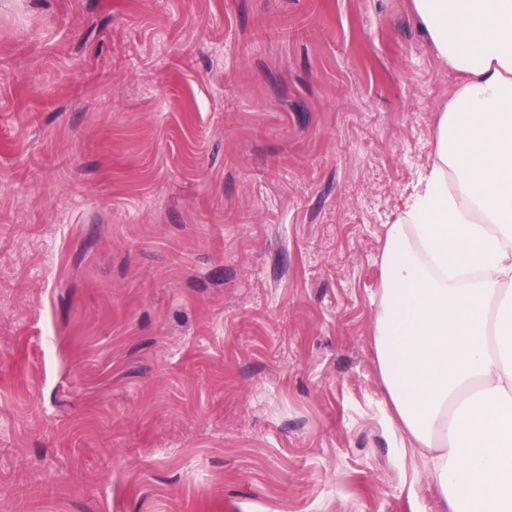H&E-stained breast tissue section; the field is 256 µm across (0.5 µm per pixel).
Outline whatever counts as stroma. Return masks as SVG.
Instances as JSON below:
<instances>
[{
    "label": "stroma",
    "instance_id": "35a3bbf8",
    "mask_svg": "<svg viewBox=\"0 0 512 512\" xmlns=\"http://www.w3.org/2000/svg\"><path fill=\"white\" fill-rule=\"evenodd\" d=\"M457 81L411 0H0V512H437L373 323Z\"/></svg>",
    "mask_w": 512,
    "mask_h": 512
}]
</instances>
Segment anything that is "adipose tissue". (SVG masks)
Returning <instances> with one entry per match:
<instances>
[{"label":"adipose tissue","mask_w":512,"mask_h":512,"mask_svg":"<svg viewBox=\"0 0 512 512\" xmlns=\"http://www.w3.org/2000/svg\"><path fill=\"white\" fill-rule=\"evenodd\" d=\"M459 82L380 257L377 369L439 512H512V0H411Z\"/></svg>","instance_id":"1"}]
</instances>
